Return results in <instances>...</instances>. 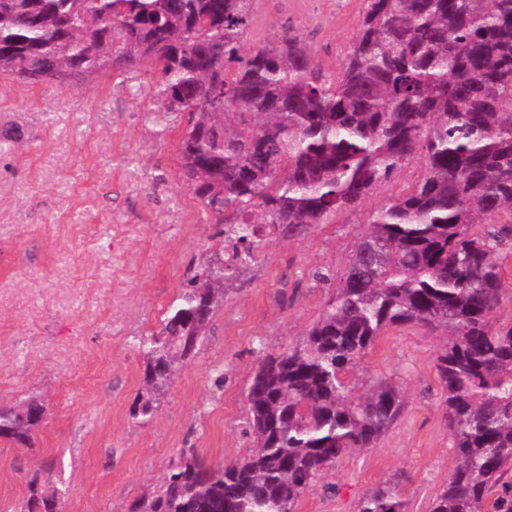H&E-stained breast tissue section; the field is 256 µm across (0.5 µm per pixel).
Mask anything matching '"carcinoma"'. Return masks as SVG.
<instances>
[{
  "mask_svg": "<svg viewBox=\"0 0 512 512\" xmlns=\"http://www.w3.org/2000/svg\"><path fill=\"white\" fill-rule=\"evenodd\" d=\"M253 0H0V77L87 84L141 62L161 120L185 113L181 176L225 225L159 330L137 339L144 377L132 415L154 417L202 346L236 279L272 238L304 236L358 209L421 158L425 174L368 215L304 340L266 358L248 392L250 452L209 464L183 448L130 512H296L305 490L400 414L385 379L359 393L349 373L381 333L442 332L436 374L455 456L429 512H512V327L498 328L512 233V0H368L338 76L289 31L247 47ZM484 224H499L495 230ZM36 395L0 403V438L34 448ZM38 477L17 512H56ZM358 512H405L399 491Z\"/></svg>",
  "mask_w": 512,
  "mask_h": 512,
  "instance_id": "1",
  "label": "carcinoma"
}]
</instances>
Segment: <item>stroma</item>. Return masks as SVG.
Instances as JSON below:
<instances>
[{"instance_id": "35a3bbf8", "label": "stroma", "mask_w": 512, "mask_h": 512, "mask_svg": "<svg viewBox=\"0 0 512 512\" xmlns=\"http://www.w3.org/2000/svg\"><path fill=\"white\" fill-rule=\"evenodd\" d=\"M366 9L367 0H255L247 44L299 32L334 75ZM158 78L141 63L73 90L0 79V129L22 133L0 145V402L37 395L48 405L34 450L0 440V512H13L26 476L47 468L69 487L64 512H128L183 448L210 462L244 456L254 368L303 341L331 297L313 272H338L369 210L424 173L413 160L363 208L271 241L156 416L141 421L131 414L143 376L136 341L160 328L219 231L180 176L186 115L156 126L149 98L131 91ZM442 343L441 332L406 324L363 354L352 380L398 386L401 412L375 447L319 477L297 512H358L388 482L408 512H429L454 466L435 370Z\"/></svg>"}]
</instances>
